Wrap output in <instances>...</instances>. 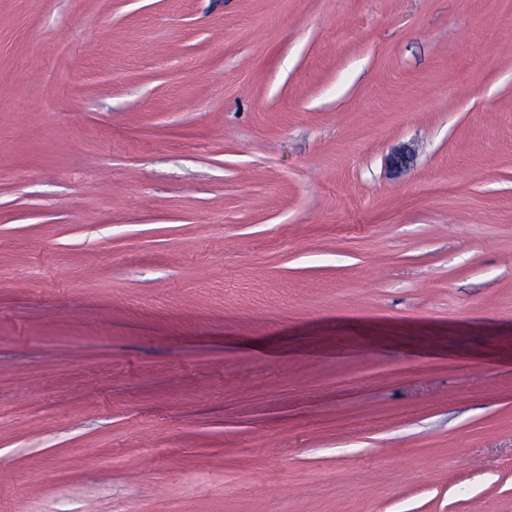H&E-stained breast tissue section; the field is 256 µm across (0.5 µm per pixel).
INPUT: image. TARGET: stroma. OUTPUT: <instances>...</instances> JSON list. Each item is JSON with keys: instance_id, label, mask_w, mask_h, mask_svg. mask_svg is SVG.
Here are the masks:
<instances>
[{"instance_id": "stroma-1", "label": "stroma", "mask_w": 512, "mask_h": 512, "mask_svg": "<svg viewBox=\"0 0 512 512\" xmlns=\"http://www.w3.org/2000/svg\"><path fill=\"white\" fill-rule=\"evenodd\" d=\"M0 512H512V10L0 0Z\"/></svg>"}]
</instances>
